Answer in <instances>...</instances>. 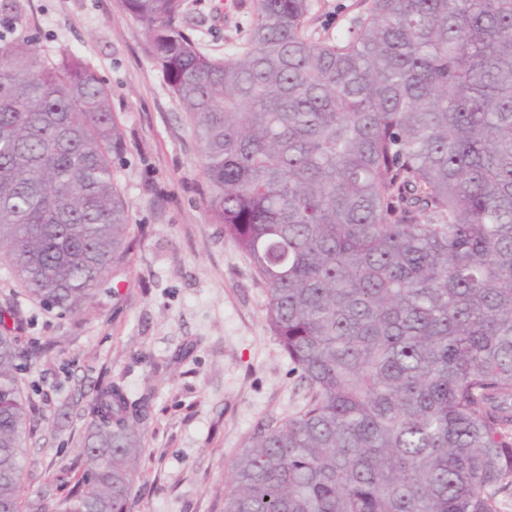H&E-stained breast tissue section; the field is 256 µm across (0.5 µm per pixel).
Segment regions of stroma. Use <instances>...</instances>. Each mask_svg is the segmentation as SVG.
Listing matches in <instances>:
<instances>
[{
  "label": "stroma",
  "mask_w": 512,
  "mask_h": 512,
  "mask_svg": "<svg viewBox=\"0 0 512 512\" xmlns=\"http://www.w3.org/2000/svg\"><path fill=\"white\" fill-rule=\"evenodd\" d=\"M12 25L45 57L83 56L112 97L124 144L112 176L128 207L130 250L82 313L30 299L0 268V311L43 352L19 373L31 432L25 499L65 495L84 470L94 389L145 398L129 512H222L232 460L259 426L298 412L308 392L266 322L267 289L205 211L190 120L122 0H16ZM200 49L248 43L255 0H184ZM361 0H314L308 28L332 38Z\"/></svg>",
  "instance_id": "35a3bbf8"
}]
</instances>
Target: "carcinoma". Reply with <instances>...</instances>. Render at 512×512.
Here are the masks:
<instances>
[{"instance_id": "1", "label": "carcinoma", "mask_w": 512, "mask_h": 512, "mask_svg": "<svg viewBox=\"0 0 512 512\" xmlns=\"http://www.w3.org/2000/svg\"><path fill=\"white\" fill-rule=\"evenodd\" d=\"M256 0L224 59L182 0H123L202 146L206 214L267 285L308 391L245 441L223 512H498L512 496V0ZM122 132L76 53L0 46V267L77 314L129 250ZM27 358L0 317V512H23ZM144 403L95 391L62 512H128ZM309 30L321 38H336L346 31L361 12V0H313Z\"/></svg>"}]
</instances>
